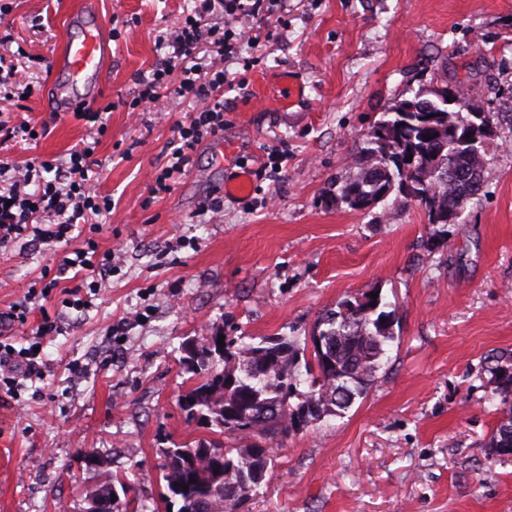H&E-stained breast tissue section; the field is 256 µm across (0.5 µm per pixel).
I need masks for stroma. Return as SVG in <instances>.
Here are the masks:
<instances>
[{
  "mask_svg": "<svg viewBox=\"0 0 512 512\" xmlns=\"http://www.w3.org/2000/svg\"><path fill=\"white\" fill-rule=\"evenodd\" d=\"M81 2L17 0L0 18V37L27 52L17 80L38 85L0 110L44 128L0 159L57 164L87 136L46 99ZM96 2L123 22L94 102L110 111L91 187L112 198L96 239L123 251L84 312L55 291L26 324L5 326L18 348L42 313L59 330L41 342L45 380L0 393V512H88L114 475L131 490L112 512L160 505L158 449L211 435L178 405L195 382L187 341L305 337L337 302L374 294L394 310L396 336L377 382L342 416L277 437L248 512H512V457L489 446L512 374V0H286L267 40L243 48L252 68L228 66L246 83L224 95L223 132L159 194L153 172L192 105L167 90L138 112L126 103L162 55L158 36L194 2ZM444 71L470 77L469 103L499 115L483 191L457 223H429L414 203L358 212L331 198L369 127ZM291 78L301 95L288 107L279 95ZM242 170L251 193L225 195ZM60 259L19 243L0 252V312Z\"/></svg>",
  "mask_w": 512,
  "mask_h": 512,
  "instance_id": "obj_1",
  "label": "stroma"
}]
</instances>
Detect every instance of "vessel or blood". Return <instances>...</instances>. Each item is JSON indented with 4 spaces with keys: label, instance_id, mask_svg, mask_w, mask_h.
<instances>
[{
    "label": "vessel or blood",
    "instance_id": "b4317fda",
    "mask_svg": "<svg viewBox=\"0 0 512 512\" xmlns=\"http://www.w3.org/2000/svg\"><path fill=\"white\" fill-rule=\"evenodd\" d=\"M70 34L56 66L50 88L53 111L71 112L98 96L112 48L104 35V22L93 9L74 13L69 19Z\"/></svg>",
    "mask_w": 512,
    "mask_h": 512
}]
</instances>
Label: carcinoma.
Segmentation results:
<instances>
[{
  "instance_id": "1",
  "label": "carcinoma",
  "mask_w": 512,
  "mask_h": 512,
  "mask_svg": "<svg viewBox=\"0 0 512 512\" xmlns=\"http://www.w3.org/2000/svg\"><path fill=\"white\" fill-rule=\"evenodd\" d=\"M467 94L463 82L444 79L383 113L336 200L365 212L393 194L396 203L421 205L431 224L456 221L482 192L485 139L494 125L490 113L467 103ZM393 322L378 299H346L319 317L313 332L323 342L308 347L285 335L220 345L216 333L188 342L184 361L201 381L182 395L180 409L241 444L225 448L199 439L157 449L167 500L180 501L178 512H243L269 473L268 443L277 434L337 416L369 392L395 340ZM502 394L503 417L490 447L512 455V438L505 436L512 430V394L505 388Z\"/></svg>"
}]
</instances>
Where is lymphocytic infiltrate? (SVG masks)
<instances>
[{
    "mask_svg": "<svg viewBox=\"0 0 512 512\" xmlns=\"http://www.w3.org/2000/svg\"><path fill=\"white\" fill-rule=\"evenodd\" d=\"M195 6L180 25L162 37L159 48L164 57L151 73L137 82L129 111L156 102L162 90H173L189 100L193 110L174 127V149L165 166L154 177L155 192H166L177 175L183 174L192 155L204 139L224 130V90L232 81L228 62L237 60L244 37L235 22L249 17L265 27L275 14L278 0H194ZM222 14L223 25L208 24V16ZM96 146L84 143L71 150L60 165L30 161L16 165L0 159V248L18 242L40 247L72 241L78 226H88L91 235L79 247L68 251L60 270L74 273L72 286H61L50 269H43L30 285L23 301L0 313V322L26 323L32 303L44 299L47 292L61 290L62 305L75 311L91 306L90 293L112 275V253L100 250L93 235L99 232V217L112 210V199L95 193L90 185L97 161ZM45 364L33 348H15L0 336V391L16 396L22 382L40 380Z\"/></svg>",
    "mask_w": 512,
    "mask_h": 512,
    "instance_id": "1",
    "label": "lymphocytic infiltrate"
}]
</instances>
